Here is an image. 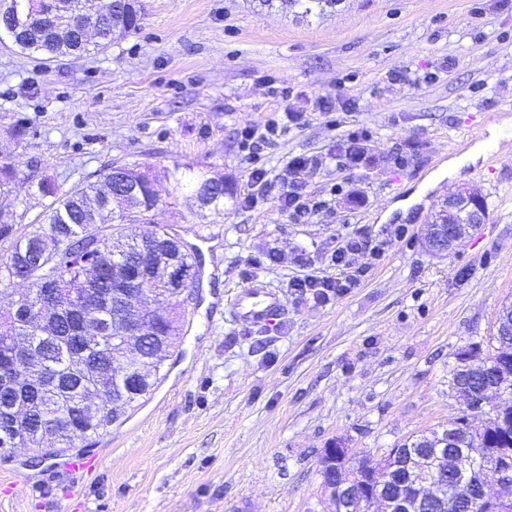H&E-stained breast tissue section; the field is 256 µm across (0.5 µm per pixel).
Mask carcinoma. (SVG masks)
Wrapping results in <instances>:
<instances>
[{
  "label": "carcinoma",
  "instance_id": "cac0c4a2",
  "mask_svg": "<svg viewBox=\"0 0 512 512\" xmlns=\"http://www.w3.org/2000/svg\"><path fill=\"white\" fill-rule=\"evenodd\" d=\"M281 4L303 9L308 15L314 10H324L335 0H280ZM92 8V0H72L70 17L75 24L65 32L59 29L61 23L49 17L38 16L30 24L11 35L14 45L23 51L39 53L44 60L60 57H81L93 50L98 52L112 45L115 38L123 37L139 29L142 20L140 0L131 5L121 3V9L102 21L94 40L76 24L80 15ZM110 183L129 182L133 192L120 206L107 224H91L87 220V208L100 197V180ZM193 183L192 198L198 190L211 186L215 196L211 208H224V177L201 174L190 179ZM39 191L51 198L43 218L18 233L14 225L0 222V240L10 241L7 255L0 257V369L8 368L14 361V340L17 336L30 334L31 318L20 309L13 307L11 285L22 269H28L29 306H35L40 298L50 291L56 277L69 279L75 289V298L64 301L68 310L61 316L53 346L47 348L49 360L64 365L61 359L62 347L74 350L78 317L105 302H111L112 331L100 336L83 347L84 356L94 359L106 356L115 361L116 370L122 378L115 381L108 374L96 382H84L76 374L61 370L53 388L40 392L32 388H20L17 394L29 398V412L33 419L69 423L68 429L60 435L62 452L76 447L77 443L91 435H97L122 419L140 398L149 394L160 379L165 364V353L171 352L180 342L182 318L178 315L172 324H155L145 333L136 349L124 346V319L122 308L112 300V292L124 291L125 281L111 276L100 284L84 279V268L88 258L101 249H108L112 243L122 244L119 268L133 272L139 278V286L148 289L155 299L168 307L182 309L192 299V291L182 293L172 288L169 282L155 272L154 254L158 251L169 256L176 268L193 277V284L200 279L201 263L197 248L187 245L173 236L165 224L154 221L157 212L166 202L150 182L141 180V169L137 165L110 167L98 175L95 181H84L62 191L50 180L39 183ZM51 238L56 243L55 251L42 258L38 264H31L35 257L37 241ZM494 351L488 358L480 360L474 370L478 376L501 372L499 377L505 399L499 407V417L490 421L483 431L458 432V447L467 448L476 457L490 454L501 448H512V335L494 337ZM98 400L109 406V412L96 422L72 417L74 410L84 400ZM18 437L19 447L37 444L36 435L24 423L13 418L10 399L0 391V440L6 436ZM438 432L416 435L409 438L408 450L399 460V468L392 475L386 489L397 497L408 494L412 484L420 479L448 481L445 475L429 468L437 449L435 439Z\"/></svg>",
  "mask_w": 512,
  "mask_h": 512
}]
</instances>
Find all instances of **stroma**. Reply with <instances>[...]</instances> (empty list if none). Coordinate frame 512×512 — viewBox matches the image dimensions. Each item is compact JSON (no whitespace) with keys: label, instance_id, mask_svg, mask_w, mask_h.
Instances as JSON below:
<instances>
[{"label":"stroma","instance_id":"35a3bbf8","mask_svg":"<svg viewBox=\"0 0 512 512\" xmlns=\"http://www.w3.org/2000/svg\"><path fill=\"white\" fill-rule=\"evenodd\" d=\"M143 4L139 30L98 54L46 63L0 39V153L14 166L0 219L34 223L49 203L42 180L67 190L136 164L168 202L158 223L188 241L211 234L208 276L153 393L84 443L97 470L71 476L16 450L0 458V512H238L242 500L248 512H326L324 448L379 459L451 425L457 354L491 352L512 302V0H337L308 16L280 0ZM418 72L432 81L412 86ZM290 112L302 125L260 151L269 194L244 206L241 130ZM357 129L369 163L337 165ZM477 144L487 153L473 163ZM299 154L318 158L303 182L329 201L302 224L275 203ZM209 171L228 190L220 212L198 209L186 184ZM462 187L485 199L486 222L432 256L427 222ZM356 233L380 250L356 256L369 266L358 285L328 302L290 290L296 275L339 276L331 254ZM255 277L286 303L276 324L216 307Z\"/></svg>","mask_w":512,"mask_h":512}]
</instances>
